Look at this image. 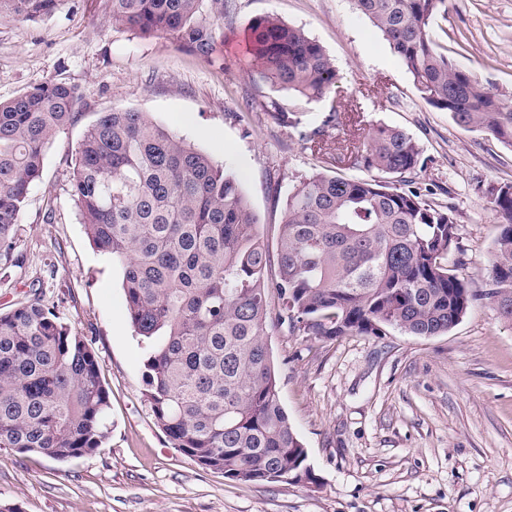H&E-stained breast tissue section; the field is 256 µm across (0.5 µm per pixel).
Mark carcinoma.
I'll use <instances>...</instances> for the list:
<instances>
[{
	"mask_svg": "<svg viewBox=\"0 0 512 512\" xmlns=\"http://www.w3.org/2000/svg\"><path fill=\"white\" fill-rule=\"evenodd\" d=\"M411 74L420 97L464 126L512 145V105L457 67L432 38L448 0H353ZM59 0H0V13L37 20ZM112 21L169 34L200 58L219 38L224 0H111ZM258 74L308 101L338 97L324 48L273 14L248 28ZM79 90L48 80L0 100V266L22 268L18 224L48 143L77 120ZM322 124L300 133L323 164L336 161ZM421 148L376 125L347 162L367 173L318 171L288 192L276 254L238 180L144 112H103L72 163L71 196L98 251L122 269L128 318L145 349L144 397L173 447L230 481L318 482L285 412L266 337L270 290L278 323L334 340L387 329L448 332L485 297L448 267L465 254L454 212L409 180ZM378 175H373V172ZM392 176L387 181L379 174ZM502 218L486 287L512 322V184L488 191ZM109 392L93 337L68 325L43 291L0 312V448L66 462L96 453L108 433Z\"/></svg>",
	"mask_w": 512,
	"mask_h": 512,
	"instance_id": "cac0c4a2",
	"label": "carcinoma"
}]
</instances>
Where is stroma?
<instances>
[{
	"label": "stroma",
	"mask_w": 512,
	"mask_h": 512,
	"mask_svg": "<svg viewBox=\"0 0 512 512\" xmlns=\"http://www.w3.org/2000/svg\"><path fill=\"white\" fill-rule=\"evenodd\" d=\"M264 14L302 28L333 59L344 111L333 140L387 124L418 141L413 180L457 218L463 251L448 263L484 289L498 232L486 193L512 182V146L421 99L352 0H229L208 60L172 36L113 23L110 0H60L39 23L1 14L0 100L48 79L82 99L77 121L45 150L19 224L28 260L0 269V311L41 281L46 302L94 338L111 410L93 455L56 462L0 448V501L22 512H512V323L485 299L432 337L392 329L324 341L269 318L280 400L317 483L227 480L172 448L154 420L121 272L85 233L70 159L100 113H148L238 179L262 240L274 243L289 189L320 166L300 134L321 125L331 101L305 102L259 78L247 34ZM433 37L456 66L512 95V0H448ZM273 99L291 118L269 115Z\"/></svg>",
	"instance_id": "obj_1"
}]
</instances>
